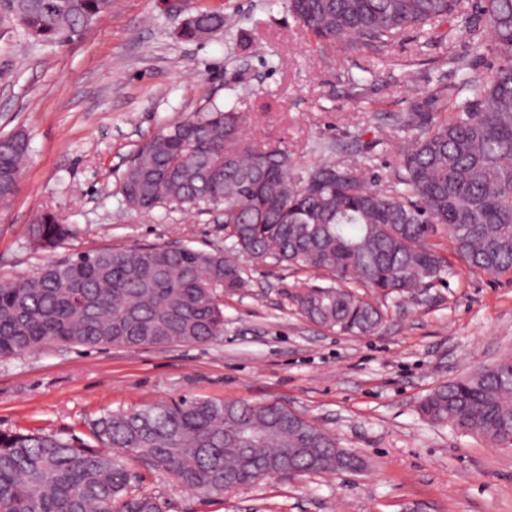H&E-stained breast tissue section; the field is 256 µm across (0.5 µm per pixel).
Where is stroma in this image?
Masks as SVG:
<instances>
[{
	"label": "stroma",
	"instance_id": "35a3bbf8",
	"mask_svg": "<svg viewBox=\"0 0 512 512\" xmlns=\"http://www.w3.org/2000/svg\"><path fill=\"white\" fill-rule=\"evenodd\" d=\"M236 14L239 30L202 41L178 31L195 9ZM455 40L403 32L380 61L320 46L286 0H112L73 40L44 45L0 23V135L29 138L28 162L0 208V278L101 249L226 250L223 210H132L120 192L136 151L163 125L237 104L246 138L287 150L295 169L336 161L391 180L396 117L455 82ZM67 236L38 250L27 228L44 210ZM437 241L451 245L445 234ZM444 282L388 302L375 334L339 335L288 295L326 275L244 261L248 286L225 294L224 335L205 345L60 350L0 360V431L86 437V419L179 398L272 402L304 414L357 453L361 469L267 479L206 504L163 477L141 486L168 512H512V446L457 434L417 411L430 390L512 354V273L451 255Z\"/></svg>",
	"mask_w": 512,
	"mask_h": 512
}]
</instances>
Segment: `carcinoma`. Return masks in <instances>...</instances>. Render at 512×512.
I'll list each match as a JSON object with an SVG mask.
<instances>
[{"label":"carcinoma","mask_w":512,"mask_h":512,"mask_svg":"<svg viewBox=\"0 0 512 512\" xmlns=\"http://www.w3.org/2000/svg\"><path fill=\"white\" fill-rule=\"evenodd\" d=\"M112 0H0V18L47 45L105 16ZM319 43L342 42L386 57L404 30L448 23L467 38L451 57L458 80L402 115L394 180L322 162L295 172L288 153L243 138L244 113L206 108L163 127L134 155L121 185L128 205L224 206L227 251L152 245L102 249L0 283V359L67 349L196 345L224 335L221 293L247 287V257L333 277L290 293L311 323L372 334L385 320L363 291L400 300L449 274L438 230L475 270L512 272V0H288ZM232 16L200 9L180 36L232 29ZM17 131L0 136V203L15 194L28 154ZM61 218L41 213L30 229L54 247ZM431 422L471 434L487 429L512 445V357L434 388L419 404ZM93 443L40 430L0 432V512H165L139 490L137 467L202 498L274 477L294 449L306 471L359 466L336 438L277 402L181 399L111 411L88 424Z\"/></svg>","instance_id":"1"}]
</instances>
